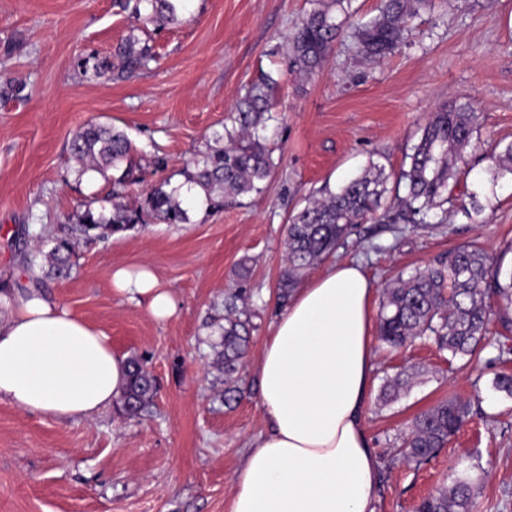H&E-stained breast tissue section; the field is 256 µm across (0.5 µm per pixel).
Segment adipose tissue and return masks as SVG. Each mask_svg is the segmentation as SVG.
<instances>
[{
	"mask_svg": "<svg viewBox=\"0 0 512 512\" xmlns=\"http://www.w3.org/2000/svg\"><path fill=\"white\" fill-rule=\"evenodd\" d=\"M112 287L147 301L158 321L176 311L150 266L116 268ZM376 290L354 263L331 264L293 289L255 363L266 429L249 445L229 512H374L382 461L364 424L374 373ZM127 360L107 333L39 288L0 321V401L65 420L111 407Z\"/></svg>",
	"mask_w": 512,
	"mask_h": 512,
	"instance_id": "obj_1",
	"label": "adipose tissue"
}]
</instances>
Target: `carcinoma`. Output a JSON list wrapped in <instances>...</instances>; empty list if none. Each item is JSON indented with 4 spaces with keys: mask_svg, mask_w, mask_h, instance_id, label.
Masks as SVG:
<instances>
[{
    "mask_svg": "<svg viewBox=\"0 0 512 512\" xmlns=\"http://www.w3.org/2000/svg\"><path fill=\"white\" fill-rule=\"evenodd\" d=\"M192 0H121L123 10L142 23L156 28L182 25L190 18ZM312 8L289 36V69L308 76L321 68L344 32L351 0H311ZM429 0H381L379 13L358 25L354 32L356 51L362 60L376 62L397 50L407 38L414 18ZM118 64L113 73L121 78L147 70L156 62L149 39L130 36L114 52ZM277 80L267 75L252 83L237 102L230 123L222 124L206 138L205 148L178 172L183 181L174 184L168 176L143 196L128 201L125 188L136 182L141 168L138 151L129 135L112 125L89 122L79 128L69 144V155L78 177L89 172L102 176L110 185L107 194L82 202L67 222L58 225L41 241L37 254L28 258L31 280L38 284L41 269L46 277L70 275L77 258L76 247L109 236L133 231L151 219L160 224H188L190 203L219 208L226 200L260 194L275 168L267 146L266 131L274 119L271 90ZM477 129L476 113L463 106L443 105L422 129L409 155L406 168L391 176L372 163L362 173L336 189L329 187L307 199L287 225L286 268L278 283L279 299L288 302L293 288L314 264L344 246L355 226L370 219L389 192L394 195L384 208L388 224H424L428 214L442 224L445 205L454 200L460 182L463 151L471 145ZM489 181L497 183L512 175V145L494 158ZM239 295L224 300V327L217 359L224 364V401L238 398L236 386L239 361L245 355L253 331L247 312L237 305ZM503 301V311L512 307V269L505 270L479 245L462 246L442 260L417 270L385 289L381 301L378 333L380 341L397 350L416 340L435 343L448 351L450 360L466 367L480 360L489 345L488 325L494 304ZM130 381L120 399V409L138 416L149 407L156 384L140 361L129 358ZM418 369H403L385 380L382 402L398 398L417 376ZM471 405L450 395L415 417L403 433L394 455L420 465L435 457L469 420ZM477 485L469 477H458L424 498L417 512H476Z\"/></svg>",
    "mask_w": 512,
    "mask_h": 512,
    "instance_id": "cac0c4a2",
    "label": "carcinoma"
}]
</instances>
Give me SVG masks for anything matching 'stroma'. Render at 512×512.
<instances>
[{
  "instance_id": "stroma-1",
  "label": "stroma",
  "mask_w": 512,
  "mask_h": 512,
  "mask_svg": "<svg viewBox=\"0 0 512 512\" xmlns=\"http://www.w3.org/2000/svg\"><path fill=\"white\" fill-rule=\"evenodd\" d=\"M310 8V0H193L190 22L150 30L158 66L118 79L109 70L84 74L111 61L136 27L116 0H0V81L25 85L22 98L0 97L1 313L32 285L23 256L41 229L109 189L103 177L78 178L69 158L83 124L124 128L143 152L140 180L127 190L133 200L202 151L262 74L278 80L279 118L269 133L276 169L263 193L194 211L188 224L149 223L80 246L70 277L46 281L53 299L108 332L115 352L140 359L157 393L135 419L114 407L63 421L0 402V512H229L247 446L266 426L254 362L280 308L291 214L369 163L392 174L408 166L439 105L479 115L459 206L446 223L414 230L365 221L333 259L360 263L380 289L473 240L512 266V176L493 185L487 174L512 144V0H432L384 61L363 62L347 35L300 79L288 71V38ZM155 156L165 168L151 165ZM467 207L478 217L465 216ZM142 264L177 302L167 321L112 288L114 268ZM235 291L255 330L238 371L242 397L228 405L212 345L224 298ZM412 364L417 383L382 405L385 379ZM497 371L482 363L458 369L431 345L376 349L364 422L372 447L392 461L381 472L376 512H415L461 474L480 485L478 512H512V397L492 389ZM453 394L481 399L484 417L427 463L393 458L414 417Z\"/></svg>"
}]
</instances>
